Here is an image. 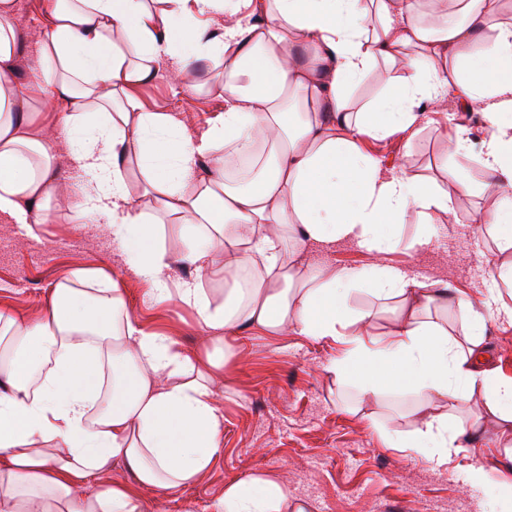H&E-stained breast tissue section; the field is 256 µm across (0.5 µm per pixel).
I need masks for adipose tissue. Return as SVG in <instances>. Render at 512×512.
<instances>
[{"mask_svg": "<svg viewBox=\"0 0 512 512\" xmlns=\"http://www.w3.org/2000/svg\"><path fill=\"white\" fill-rule=\"evenodd\" d=\"M454 2L457 20L428 26L421 0H46L33 76L21 83L15 0H0V215L49 219L61 183L54 127L36 137L23 127L31 98L51 95L71 170L86 177L71 201L111 225L129 270L154 284L158 301L170 292L156 227L171 224L196 271L179 297L209 330L245 324L338 344L335 371L360 394L420 397L412 430H381L386 447L440 465L479 429L449 426V410L482 397L512 463V380L483 368L485 317L470 299L398 267L300 277L283 246L301 237L377 252L383 228L408 212L450 211L436 179L382 170L359 142L412 135L452 98L481 112L489 131L478 170L457 171L456 183L497 194L475 221L512 253V21L492 0ZM215 16L224 19L217 31L208 25ZM381 64L386 96L349 116L351 89ZM162 65L180 83L195 68L220 70L223 113L191 135L173 113L140 111L132 92ZM263 142L257 180L230 184L226 168ZM136 191L147 207L135 204ZM217 263L234 285L215 306L203 277ZM365 278L400 300L402 319L387 336L346 305L349 286ZM436 307L455 310L459 335L430 318ZM0 376V512H141L135 487L108 484L80 498L74 489L120 462L136 487L174 491L222 450L224 416L208 378L167 337L140 327L118 289L59 283L34 324L0 311ZM287 500L284 486L256 477L227 486L213 512H281Z\"/></svg>", "mask_w": 512, "mask_h": 512, "instance_id": "adipose-tissue-1", "label": "adipose tissue"}]
</instances>
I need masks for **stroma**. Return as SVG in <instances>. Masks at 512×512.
I'll return each mask as SVG.
<instances>
[{"instance_id":"1","label":"stroma","mask_w":512,"mask_h":512,"mask_svg":"<svg viewBox=\"0 0 512 512\" xmlns=\"http://www.w3.org/2000/svg\"><path fill=\"white\" fill-rule=\"evenodd\" d=\"M13 21L20 34L15 76L30 78L44 32L43 0H16ZM196 90L176 85L166 72L140 87L134 97L144 110L175 112L189 131L206 127L224 109L222 79L200 72ZM472 151L463 159L448 157L443 125H428L412 139L363 138L360 147L383 168L400 165L442 181L454 197V208L433 216L436 232L424 238L417 214H408L394 230V243L369 252L344 241L333 245L287 243L306 271L335 272L375 265L410 270L427 283L457 289L475 304L496 300L499 308L484 325V366L512 378V287L492 284L491 276L512 255L498 252L486 224L474 223L489 211L488 190L462 193L445 166L477 168L484 126H471ZM164 238L165 279L172 295L154 300L153 285L133 275L112 232L95 214L73 205L52 203L46 224H16L0 219V309L28 322L41 319L59 282L83 274L119 288L126 309L146 332L169 337L194 358L212 382L224 415L223 450L210 469L172 492L139 489L143 512H210L226 486L264 476L288 488L306 512H500L512 500V486L498 481L472 485L468 458L493 448L497 420L477 398L452 410L454 423L480 418L481 433L463 444L461 453L436 465L419 453L406 455L386 448L380 432L409 429L418 401L414 394H392L381 400L360 399L354 383L336 375L332 365L341 349L332 341L296 332L269 334L252 327L213 338L196 311L176 293L194 275L182 260L174 227H158ZM354 310L372 315L374 333L392 332L400 321L395 301L377 298L361 285L350 294Z\"/></svg>"}]
</instances>
